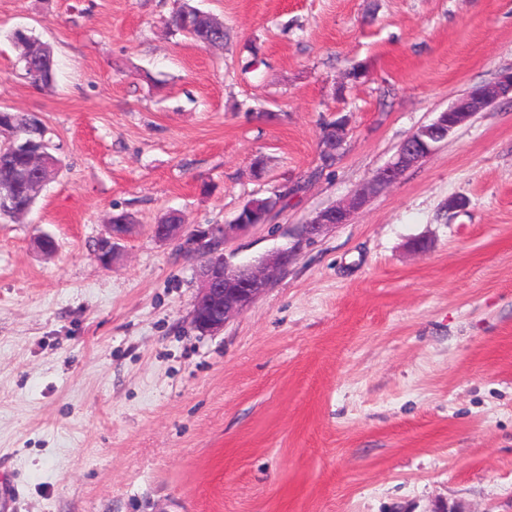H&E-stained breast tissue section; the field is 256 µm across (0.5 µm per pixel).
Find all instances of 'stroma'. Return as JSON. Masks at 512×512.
Instances as JSON below:
<instances>
[{"instance_id": "1", "label": "stroma", "mask_w": 512, "mask_h": 512, "mask_svg": "<svg viewBox=\"0 0 512 512\" xmlns=\"http://www.w3.org/2000/svg\"><path fill=\"white\" fill-rule=\"evenodd\" d=\"M195 3L224 47L171 34L173 0H0V107L37 114L62 160L0 219V478L19 490L0 512H512V100L218 333L192 324L198 258L151 233L277 192L224 251L286 247L512 68V0ZM20 26L53 47L50 86L23 77ZM121 211L134 225L106 268L95 243Z\"/></svg>"}]
</instances>
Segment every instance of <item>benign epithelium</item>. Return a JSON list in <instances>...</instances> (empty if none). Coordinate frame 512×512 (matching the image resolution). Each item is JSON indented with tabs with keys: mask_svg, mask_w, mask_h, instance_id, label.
<instances>
[{
	"mask_svg": "<svg viewBox=\"0 0 512 512\" xmlns=\"http://www.w3.org/2000/svg\"><path fill=\"white\" fill-rule=\"evenodd\" d=\"M512 96V69L499 74L489 84L471 88L428 125L419 127L408 136L392 158L369 180L358 185L348 201L333 205L315 214L290 232L292 243L254 262L232 263L224 254L226 229L222 224H209L186 234L180 217L172 215L168 224H156L153 236L162 243H176L200 260L198 293L194 300L192 323L202 333H217L234 316L246 311L273 283L274 277L286 269L302 248L322 236L328 229L348 223L350 216L374 195L396 182L408 169L431 155L450 133L465 124L474 114L484 110L500 98ZM17 150L27 159L29 175L35 178L33 189L43 190L60 166V161L45 150V143L33 137L19 141ZM273 209L269 201L252 200L245 205L243 215L235 228L245 232L252 226L264 224ZM130 225H121V231L108 225L96 241V257L108 266L112 263Z\"/></svg>",
	"mask_w": 512,
	"mask_h": 512,
	"instance_id": "7a95c632",
	"label": "benign epithelium"
}]
</instances>
